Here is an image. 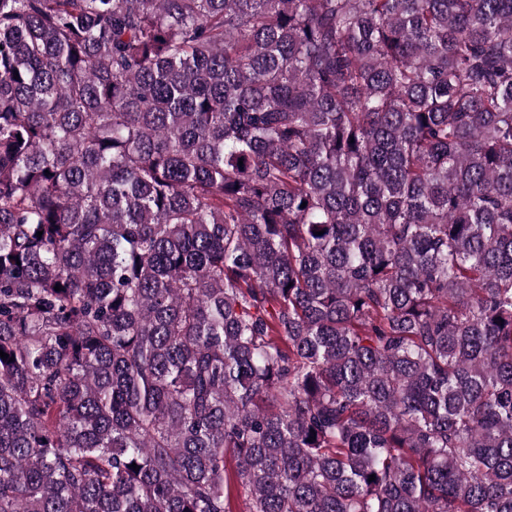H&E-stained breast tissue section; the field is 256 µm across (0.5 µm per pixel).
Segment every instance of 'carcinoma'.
Here are the masks:
<instances>
[{
  "label": "carcinoma",
  "instance_id": "carcinoma-1",
  "mask_svg": "<svg viewBox=\"0 0 512 512\" xmlns=\"http://www.w3.org/2000/svg\"><path fill=\"white\" fill-rule=\"evenodd\" d=\"M0 350V512H512V0H0Z\"/></svg>",
  "mask_w": 512,
  "mask_h": 512
}]
</instances>
